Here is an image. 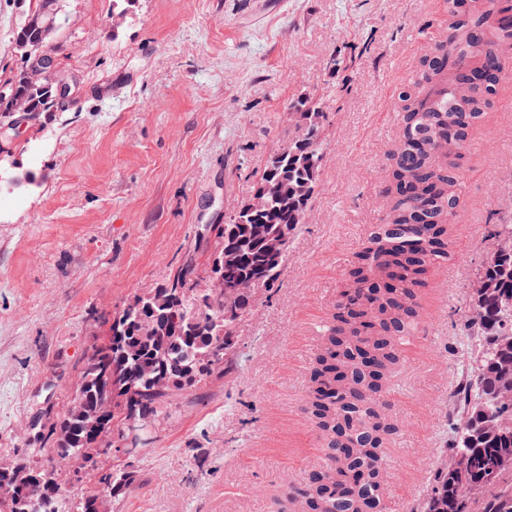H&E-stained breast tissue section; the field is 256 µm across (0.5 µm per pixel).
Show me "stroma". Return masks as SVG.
Listing matches in <instances>:
<instances>
[{"label": "stroma", "instance_id": "obj_1", "mask_svg": "<svg viewBox=\"0 0 512 512\" xmlns=\"http://www.w3.org/2000/svg\"><path fill=\"white\" fill-rule=\"evenodd\" d=\"M29 0H0V77ZM54 40L79 78L65 111L11 145L38 190L0 192V467L43 447L64 417L90 344L134 294L254 191L269 154L305 132L290 114L321 102L323 160L280 280L237 322L224 375L181 392L106 512H291L329 462L305 410L318 342L343 279L383 215L397 96L447 27L448 0H64ZM456 259L419 298V345L400 360L386 410L395 512L431 492L475 372L469 288L512 222V84L498 83L460 150Z\"/></svg>", "mask_w": 512, "mask_h": 512}]
</instances>
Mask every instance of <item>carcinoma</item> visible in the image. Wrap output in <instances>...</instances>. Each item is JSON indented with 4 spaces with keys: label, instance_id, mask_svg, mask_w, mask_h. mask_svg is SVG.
I'll list each match as a JSON object with an SVG mask.
<instances>
[{
    "label": "carcinoma",
    "instance_id": "1",
    "mask_svg": "<svg viewBox=\"0 0 512 512\" xmlns=\"http://www.w3.org/2000/svg\"><path fill=\"white\" fill-rule=\"evenodd\" d=\"M504 7L503 0H470L463 11L450 0L448 40L426 55L398 97L403 126L389 156L395 162L386 189L390 206L382 222L368 232V246L347 274L336 300L334 324L323 336L316 357L307 402L309 412L329 422L320 426L328 447H341L336 429L351 426L346 434L350 451L330 456V465L295 497L307 512H357L367 499L376 502L378 512L386 510L384 448L364 450L370 408L388 392L383 375L400 360L397 337L418 324L419 293L427 277L455 259L453 217L460 205L462 173L447 159L484 119L496 91L494 60L512 44V24L500 20ZM33 10L36 22L21 23L13 34L14 50L24 68L10 80L16 99L37 121L57 111L53 79L32 84L26 68L44 47L59 54L51 22L62 10V0H33ZM473 76L481 80V91L466 97L458 92L443 107L440 96ZM14 100L0 99V114L11 111ZM300 105L306 136L288 145L299 157L288 160L285 169L267 164L260 176L269 193L259 219L288 225L291 236L303 223L309 204L297 190L315 186L323 159L321 104L305 99ZM248 234L246 224L217 226L205 275L193 261L151 293L133 296L121 314L113 316L103 338L90 346L73 398L95 406L112 390V375L118 374L131 387L127 409L157 421L169 411L174 394L153 391L148 366L163 369L181 383L178 393L223 369L224 360L230 358L227 339L234 327V322L224 319V309L245 313L251 307L227 288L241 279L271 288L284 270L282 263L270 266L259 243L250 241ZM496 236L495 251L469 288L471 324L478 336L474 395L465 405L460 427L439 462L432 492L420 512H512V224L498 225ZM229 249L237 257L224 267V287L214 291L208 273L212 262ZM187 282L195 287L183 294L179 307L169 308L167 290ZM47 440L53 448H34L32 454L52 452L60 468L79 462L113 499L125 496L131 473L100 465L105 452L85 439L79 421L66 417L50 425ZM2 473L24 487L36 481L46 489L48 497L37 499L34 512H102L103 502L96 493L75 503L67 501L53 469L20 462L0 468Z\"/></svg>",
    "mask_w": 512,
    "mask_h": 512
}]
</instances>
